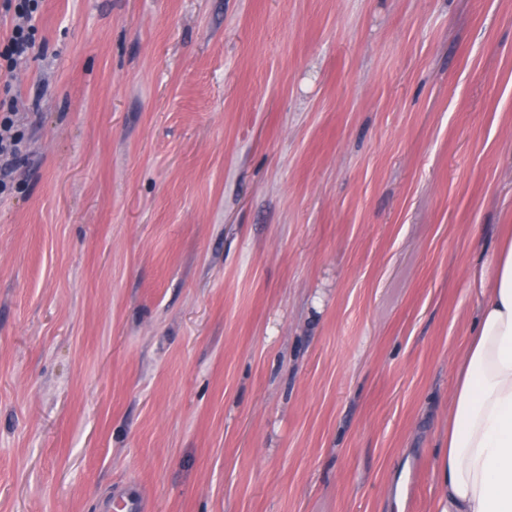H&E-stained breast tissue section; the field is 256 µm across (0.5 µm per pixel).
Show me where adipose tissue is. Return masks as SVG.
Instances as JSON below:
<instances>
[{"label":"adipose tissue","instance_id":"1","mask_svg":"<svg viewBox=\"0 0 512 512\" xmlns=\"http://www.w3.org/2000/svg\"><path fill=\"white\" fill-rule=\"evenodd\" d=\"M470 286L477 319L454 375L431 512H512V228Z\"/></svg>","mask_w":512,"mask_h":512}]
</instances>
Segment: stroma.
<instances>
[{
    "label": "stroma",
    "mask_w": 512,
    "mask_h": 512,
    "mask_svg": "<svg viewBox=\"0 0 512 512\" xmlns=\"http://www.w3.org/2000/svg\"><path fill=\"white\" fill-rule=\"evenodd\" d=\"M0 60V512H408L512 224V0H39ZM0 193L11 181L14 167L22 152V138L15 131L16 115L12 101L0 100Z\"/></svg>",
    "instance_id": "35a3bbf8"
}]
</instances>
